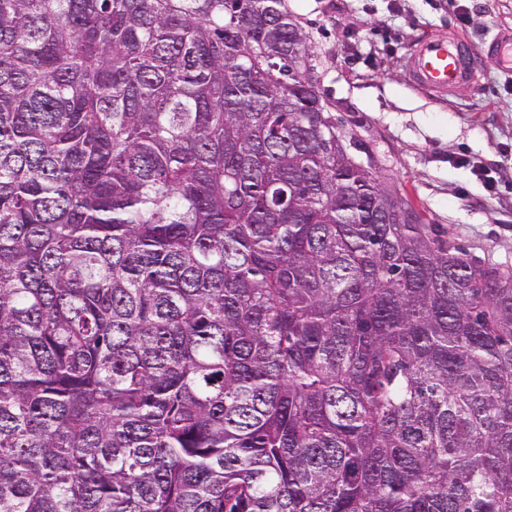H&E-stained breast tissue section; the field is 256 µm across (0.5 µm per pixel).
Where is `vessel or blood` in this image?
<instances>
[{
	"mask_svg": "<svg viewBox=\"0 0 512 512\" xmlns=\"http://www.w3.org/2000/svg\"><path fill=\"white\" fill-rule=\"evenodd\" d=\"M484 57L500 70L512 73V32L491 41ZM413 84L446 93L463 83H476L479 67L470 60L462 37L426 35L421 37L406 61Z\"/></svg>",
	"mask_w": 512,
	"mask_h": 512,
	"instance_id": "1",
	"label": "vessel or blood"
}]
</instances>
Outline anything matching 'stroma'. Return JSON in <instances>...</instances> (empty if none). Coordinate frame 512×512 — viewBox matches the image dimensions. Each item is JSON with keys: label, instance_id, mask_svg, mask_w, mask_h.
I'll return each instance as SVG.
<instances>
[{"label": "stroma", "instance_id": "35a3bbf8", "mask_svg": "<svg viewBox=\"0 0 512 512\" xmlns=\"http://www.w3.org/2000/svg\"><path fill=\"white\" fill-rule=\"evenodd\" d=\"M306 33L314 80L338 129L425 223L472 256L512 271V74L482 64L477 85L415 89L404 61L430 34L480 54L512 28V0H283ZM487 165L492 183L474 168Z\"/></svg>", "mask_w": 512, "mask_h": 512}]
</instances>
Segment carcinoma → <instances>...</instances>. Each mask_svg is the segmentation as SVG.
<instances>
[{
  "mask_svg": "<svg viewBox=\"0 0 512 512\" xmlns=\"http://www.w3.org/2000/svg\"><path fill=\"white\" fill-rule=\"evenodd\" d=\"M312 70L282 0H0V512H512V272Z\"/></svg>",
  "mask_w": 512,
  "mask_h": 512,
  "instance_id": "obj_1",
  "label": "carcinoma"
}]
</instances>
